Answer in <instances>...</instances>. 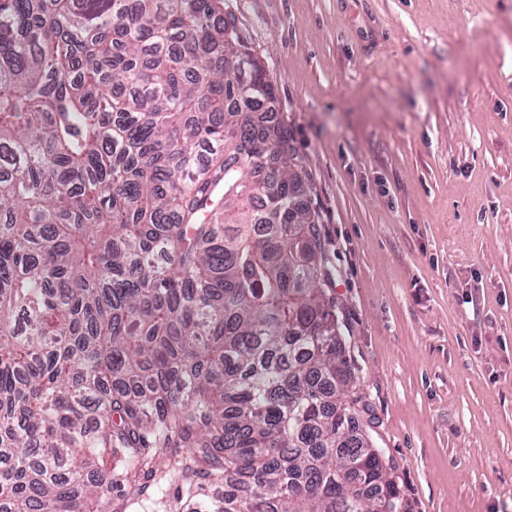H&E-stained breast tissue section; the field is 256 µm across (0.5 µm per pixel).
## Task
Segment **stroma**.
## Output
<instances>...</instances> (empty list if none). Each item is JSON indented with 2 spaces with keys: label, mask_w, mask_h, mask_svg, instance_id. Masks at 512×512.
I'll return each instance as SVG.
<instances>
[{
  "label": "stroma",
  "mask_w": 512,
  "mask_h": 512,
  "mask_svg": "<svg viewBox=\"0 0 512 512\" xmlns=\"http://www.w3.org/2000/svg\"><path fill=\"white\" fill-rule=\"evenodd\" d=\"M412 512H512V0H224ZM140 477L101 512H180Z\"/></svg>",
  "instance_id": "35a3bbf8"
}]
</instances>
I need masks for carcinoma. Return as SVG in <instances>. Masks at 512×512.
I'll use <instances>...</instances> for the list:
<instances>
[{"instance_id":"obj_1","label":"carcinoma","mask_w":512,"mask_h":512,"mask_svg":"<svg viewBox=\"0 0 512 512\" xmlns=\"http://www.w3.org/2000/svg\"><path fill=\"white\" fill-rule=\"evenodd\" d=\"M275 99L224 0H0V512H411ZM177 484V480L169 476L160 481L158 476H140L135 485H125L123 492H112V499H104L99 509L103 512H182L176 506ZM122 505H126L125 510L116 511Z\"/></svg>"}]
</instances>
